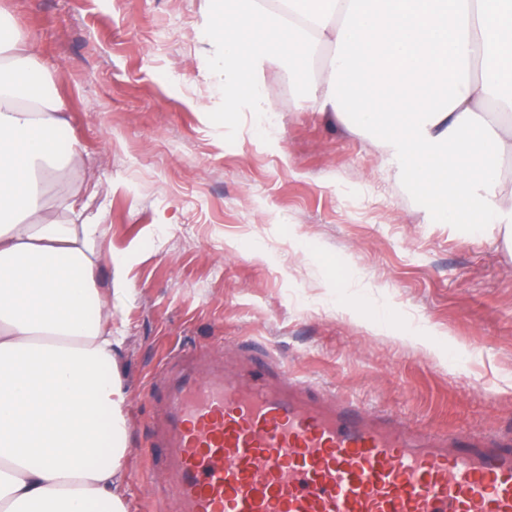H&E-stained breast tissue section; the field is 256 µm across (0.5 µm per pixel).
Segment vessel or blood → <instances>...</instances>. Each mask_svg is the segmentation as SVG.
<instances>
[{"label": "vessel or blood", "mask_w": 512, "mask_h": 512, "mask_svg": "<svg viewBox=\"0 0 512 512\" xmlns=\"http://www.w3.org/2000/svg\"><path fill=\"white\" fill-rule=\"evenodd\" d=\"M239 371L165 364L150 465L177 512H512V437L415 429L242 353Z\"/></svg>", "instance_id": "1"}]
</instances>
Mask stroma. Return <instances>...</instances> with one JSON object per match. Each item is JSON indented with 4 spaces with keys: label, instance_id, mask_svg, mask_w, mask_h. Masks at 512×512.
I'll list each match as a JSON object with an SVG mask.
<instances>
[{
    "label": "stroma",
    "instance_id": "1",
    "mask_svg": "<svg viewBox=\"0 0 512 512\" xmlns=\"http://www.w3.org/2000/svg\"><path fill=\"white\" fill-rule=\"evenodd\" d=\"M0 23L36 45L32 67L61 98L82 160L42 177L45 210L68 197L106 233L93 260L107 320L111 255L135 293L116 370L125 393L127 512H174L142 452L144 394L170 354L234 359L264 344L289 371L436 431H512V243L435 217L384 149L313 98L332 34L297 78L275 61L256 76L273 108L225 104L208 0H0ZM349 262L392 305L386 327L343 313L314 258ZM425 320L455 346L399 337Z\"/></svg>",
    "mask_w": 512,
    "mask_h": 512
}]
</instances>
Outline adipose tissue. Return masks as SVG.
Wrapping results in <instances>:
<instances>
[{
    "instance_id": "adipose-tissue-1",
    "label": "adipose tissue",
    "mask_w": 512,
    "mask_h": 512,
    "mask_svg": "<svg viewBox=\"0 0 512 512\" xmlns=\"http://www.w3.org/2000/svg\"><path fill=\"white\" fill-rule=\"evenodd\" d=\"M210 0L224 97L271 114L256 78L278 60L300 75L336 31L317 98L368 133L427 206L462 229L512 239L499 163L512 152V0ZM0 512H126L121 382L106 372L124 338L89 324L88 256L102 224H65L42 209L36 178L81 159L31 67L33 43L0 23ZM357 271L332 286L339 309L367 303Z\"/></svg>"
}]
</instances>
